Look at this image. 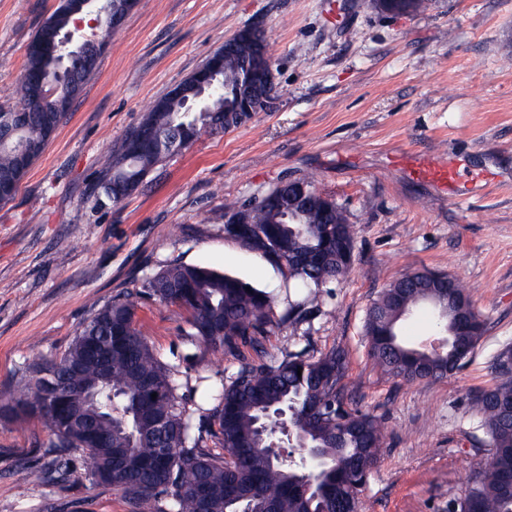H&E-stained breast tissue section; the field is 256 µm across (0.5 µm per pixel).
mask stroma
I'll list each match as a JSON object with an SVG mask.
<instances>
[{"label": "stroma", "mask_w": 512, "mask_h": 512, "mask_svg": "<svg viewBox=\"0 0 512 512\" xmlns=\"http://www.w3.org/2000/svg\"><path fill=\"white\" fill-rule=\"evenodd\" d=\"M58 0H0V105L26 49ZM264 29L276 103L227 134H201L121 204L98 194L100 162L147 108L238 30ZM466 159L503 180L457 196L416 179L423 161ZM312 178L355 229L341 282L310 298L287 267L209 221L282 178ZM205 265L270 293L261 347L212 352L182 334L187 314L144 298L137 327L176 367L189 407H209L241 363L287 354H347L349 406L378 416L383 451L360 494L362 512H448L489 447L473 408L512 346V0H431L391 15L374 0H137L105 40L97 69L13 202L0 205V404L18 397L34 359L61 355L94 305L172 261ZM418 270L458 279L485 323L461 369L441 380L386 375L369 354L368 310ZM301 304L300 320L286 319ZM36 417L0 416V512H132L91 484L81 454L70 477L32 485L51 455Z\"/></svg>", "instance_id": "stroma-1"}]
</instances>
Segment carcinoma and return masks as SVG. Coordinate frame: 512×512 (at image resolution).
I'll list each match as a JSON object with an SVG mask.
<instances>
[{
	"label": "carcinoma",
	"mask_w": 512,
	"mask_h": 512,
	"mask_svg": "<svg viewBox=\"0 0 512 512\" xmlns=\"http://www.w3.org/2000/svg\"><path fill=\"white\" fill-rule=\"evenodd\" d=\"M426 2L376 0V5L386 13L400 9L410 14L425 9ZM73 20L69 4L60 0L36 36L65 30ZM246 52L235 43L224 47V86L238 83L239 60ZM55 69V60L27 54L25 71L52 75ZM194 101L195 95L189 94L151 106L142 122L155 129V145L134 154L124 137L105 156L97 186L113 204H120L154 168L187 147L201 128L210 124L224 129L225 113L235 108V101L222 92L206 97L205 112L188 111ZM64 116L52 101L34 105L28 127L0 143V181L12 176L16 150L24 141L34 146L30 164H35L46 148L43 129L60 126ZM229 213L240 217L235 238L251 249L269 256L283 247L298 256L321 251V265L312 272L289 265L290 277L311 294L351 271L336 245L325 246L336 238L338 226L346 246L354 242L353 227L335 202L318 211L297 210L283 224L264 223L259 200L227 203L212 220L222 224ZM402 287L399 279L391 283L368 314L365 332L377 365L406 380L415 379L411 366L416 364L433 366V378L459 369L466 357L451 345L427 349L399 340L400 321L420 306L437 308L427 300L431 289L415 288L410 300L400 301ZM139 294L185 310V334L212 352L231 351L247 339L260 345L258 336L272 305L265 292L237 277L178 261L145 279ZM108 339L112 348L102 368L89 346ZM506 359L512 360V349L497 357L498 381L473 399L493 453L484 469L471 474L465 495L456 501L458 512H512V426L501 422L496 406L500 399L512 401V369L502 366ZM346 368L340 348L317 358L289 354L275 365L242 364L231 383L213 397L212 407L199 409L211 435L221 441L224 453H214L204 445L195 411L179 393L177 370L159 358L137 328V306L128 293L94 307L64 353L28 363L20 399L8 412L38 415L47 430L46 447L81 453L91 482L121 491L133 512H198L202 485L209 512H228L234 500L255 505L265 499L276 512H337L340 501H358L384 439L376 417L345 407ZM280 409L286 412L283 419L275 416ZM287 426L325 458L318 476H311L304 463L272 452V441L285 436ZM90 427L98 434L95 443L87 439ZM68 476L67 462L57 456L26 472L24 480L49 484Z\"/></svg>",
	"instance_id": "carcinoma-1"
}]
</instances>
